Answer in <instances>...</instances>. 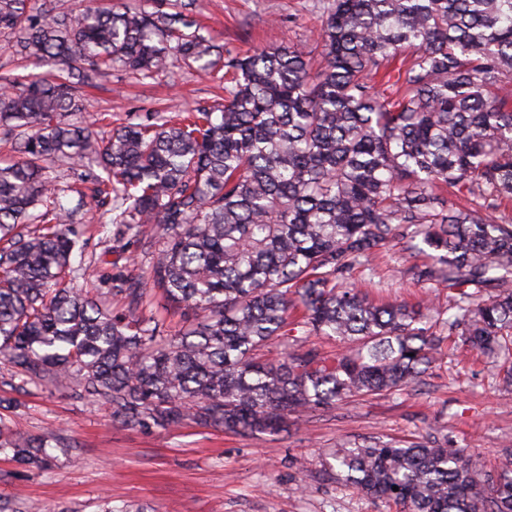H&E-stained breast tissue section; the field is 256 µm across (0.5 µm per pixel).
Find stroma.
Returning a JSON list of instances; mask_svg holds the SVG:
<instances>
[{
    "instance_id": "obj_1",
    "label": "stroma",
    "mask_w": 512,
    "mask_h": 512,
    "mask_svg": "<svg viewBox=\"0 0 512 512\" xmlns=\"http://www.w3.org/2000/svg\"><path fill=\"white\" fill-rule=\"evenodd\" d=\"M208 31L225 48H274L300 43L320 29L318 0H200ZM83 121L104 113L188 111L212 102L211 79L187 70L139 83L112 71L85 90ZM401 249L379 255L372 274L357 276L372 300L411 303L446 290L410 279ZM490 361L456 346L423 383L392 394L353 397L311 412L276 434L240 436L192 421L170 430L131 429L103 405L71 387L15 392L0 386L17 432L56 435L51 470H26L0 456V499L13 496L40 512H96L103 498L147 512H383L382 506L338 482L326 453L373 438L409 441L434 429L494 466L512 448V391L497 386ZM308 459L297 472V459Z\"/></svg>"
}]
</instances>
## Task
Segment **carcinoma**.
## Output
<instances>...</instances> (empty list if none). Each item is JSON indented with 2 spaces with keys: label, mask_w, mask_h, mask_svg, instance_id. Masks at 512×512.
<instances>
[{
  "label": "carcinoma",
  "mask_w": 512,
  "mask_h": 512,
  "mask_svg": "<svg viewBox=\"0 0 512 512\" xmlns=\"http://www.w3.org/2000/svg\"><path fill=\"white\" fill-rule=\"evenodd\" d=\"M304 44L222 49L199 0H90L75 14L0 0L18 55L58 75L3 77L0 363L17 387L71 385L112 420L168 430L195 420L274 434L288 417L418 385L459 339L503 359L512 389V0H322ZM223 72L224 98L193 112L78 120L80 89L113 69L153 80L176 65ZM87 166L89 198L40 162ZM90 205L112 252L133 246L146 279L112 262L106 294L79 284L76 213ZM400 244L432 303H375L352 282ZM180 314L171 331L150 306ZM344 352L260 351L292 333ZM52 436L13 431L0 452L49 466ZM331 469L400 512H512V453L494 472L427 433L336 449ZM398 490H393V487Z\"/></svg>",
  "instance_id": "1"
}]
</instances>
